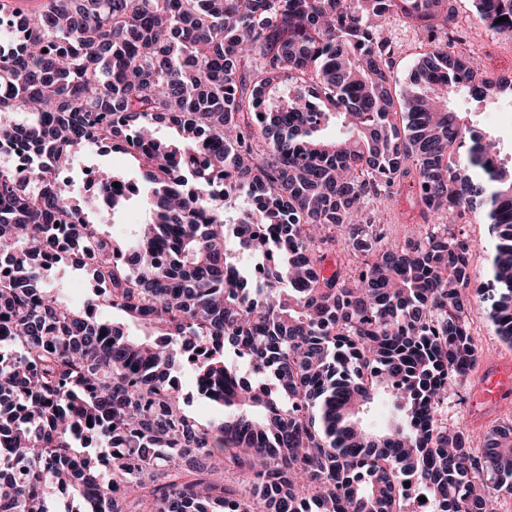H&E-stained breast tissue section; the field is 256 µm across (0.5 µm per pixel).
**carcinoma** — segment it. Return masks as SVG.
I'll return each mask as SVG.
<instances>
[{"instance_id":"obj_1","label":"carcinoma","mask_w":512,"mask_h":512,"mask_svg":"<svg viewBox=\"0 0 512 512\" xmlns=\"http://www.w3.org/2000/svg\"><path fill=\"white\" fill-rule=\"evenodd\" d=\"M448 2L0 0L29 33L0 41V154L31 151L24 175L0 168V345L16 352L0 365V512H48L54 485L81 512H401L407 476L431 512H496L512 426L476 457L439 418L448 381L478 364L470 245L446 229L388 244L368 208L406 186L413 221L486 207L489 317L512 345V165L449 107L457 86L512 100V81L432 38L397 92L382 36L395 15L444 28ZM475 10L512 29V0ZM91 147L135 159L141 189L100 171L97 195L115 211L140 194L151 219L121 245L98 237L111 290L86 308L156 340L41 283L58 230L92 228L48 173ZM185 364L223 419L183 412ZM78 438L110 449L105 474ZM218 454L236 481L213 478ZM89 312L91 315L97 316L102 320L123 324L128 336L134 338L145 336V334L153 332L144 328L141 324L134 322L125 313L119 310H112V308L109 307H100L99 309H91Z\"/></svg>"}]
</instances>
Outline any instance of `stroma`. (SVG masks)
<instances>
[{
  "mask_svg": "<svg viewBox=\"0 0 512 512\" xmlns=\"http://www.w3.org/2000/svg\"><path fill=\"white\" fill-rule=\"evenodd\" d=\"M383 35L394 46L396 54L391 67L392 86L401 89L410 72L424 51L427 42L423 33L405 18L394 16L387 20ZM458 53L480 57L487 66L490 75L512 77V39L502 38L493 41L487 38L485 31L479 27L470 28L464 41L457 48ZM98 169H110L115 173L134 180L138 177L136 164L130 157L104 152L93 148L73 163L67 174L66 183L77 202H84L93 192L92 185L86 184L87 172ZM414 201L408 196L384 197L377 205L382 209L385 221L376 225L375 230L384 235L386 240L402 242L418 239L423 234V225L408 221L407 214ZM150 218L149 210L142 201H131L122 211H114L106 205L92 207L88 219L103 236L121 240L133 234L139 224ZM449 233L470 245L469 268L473 285H480L487 280L490 257L497 243V237L487 222L485 209L474 211L451 210L441 218ZM466 318L474 337L479 363L492 359L512 360V346L497 336L489 320V303L479 295L471 296L466 303ZM478 373H471L467 378L454 379L448 384V399L442 406V418L449 427L467 425L471 430L472 447L481 450L484 437L490 427L495 425L512 426V404L497 407L475 402L474 388L478 382Z\"/></svg>",
  "mask_w": 512,
  "mask_h": 512,
  "instance_id": "1",
  "label": "stroma"
}]
</instances>
